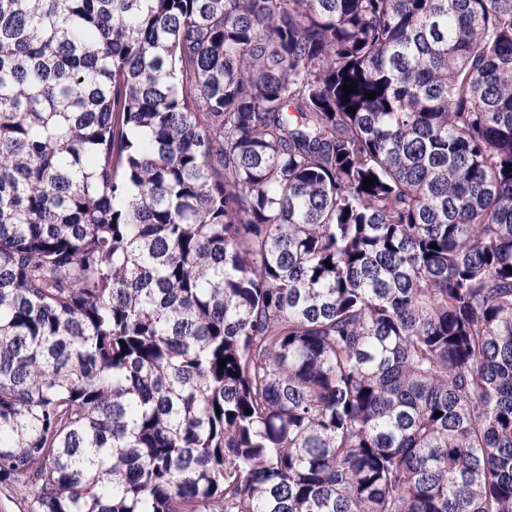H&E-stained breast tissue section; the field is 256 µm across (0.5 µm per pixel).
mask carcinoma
I'll use <instances>...</instances> for the list:
<instances>
[{
    "label": "carcinoma",
    "mask_w": 512,
    "mask_h": 512,
    "mask_svg": "<svg viewBox=\"0 0 512 512\" xmlns=\"http://www.w3.org/2000/svg\"><path fill=\"white\" fill-rule=\"evenodd\" d=\"M0 485L512 512V0H0Z\"/></svg>",
    "instance_id": "obj_1"
}]
</instances>
